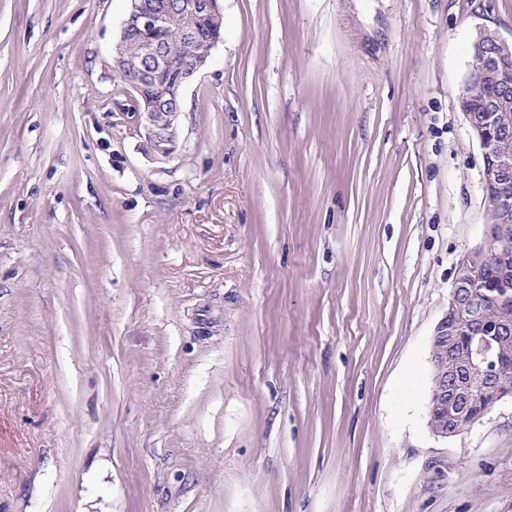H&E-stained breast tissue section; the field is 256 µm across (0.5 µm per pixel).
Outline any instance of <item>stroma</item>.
I'll list each match as a JSON object with an SVG mask.
<instances>
[{
    "label": "stroma",
    "mask_w": 512,
    "mask_h": 512,
    "mask_svg": "<svg viewBox=\"0 0 512 512\" xmlns=\"http://www.w3.org/2000/svg\"><path fill=\"white\" fill-rule=\"evenodd\" d=\"M141 149L129 0H0V512H512V397L427 427L512 0H221Z\"/></svg>",
    "instance_id": "stroma-1"
}]
</instances>
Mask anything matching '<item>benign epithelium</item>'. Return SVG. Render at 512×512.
<instances>
[{
	"instance_id": "7a95c632",
	"label": "benign epithelium",
	"mask_w": 512,
	"mask_h": 512,
	"mask_svg": "<svg viewBox=\"0 0 512 512\" xmlns=\"http://www.w3.org/2000/svg\"><path fill=\"white\" fill-rule=\"evenodd\" d=\"M183 15L178 45L192 48L201 38L197 21L214 26L223 22L220 0H181ZM168 17L166 0H130L122 22L120 47L126 55L124 75L137 106L143 130L142 150L155 161H166L178 147L177 129L183 90L204 66L208 54L181 56L157 35ZM470 55L481 60L469 67L462 102L479 99L484 116L463 107L471 134L483 152V189L488 206L498 210L499 222L489 223L482 242L465 250L455 266L448 311L437 323L430 349L433 371L428 396V427L437 438L456 437L475 424L474 396L481 393L499 402L512 392L501 388L499 374L506 366L503 345L512 339V193L503 183L512 173V155L498 150L499 137L512 132V41L489 28L476 29ZM495 94L486 95V89ZM499 270L502 287L494 300L498 314L486 313V293L475 277L477 263Z\"/></svg>"
}]
</instances>
